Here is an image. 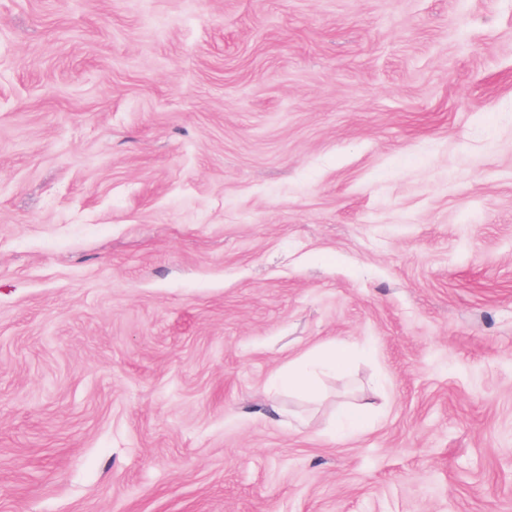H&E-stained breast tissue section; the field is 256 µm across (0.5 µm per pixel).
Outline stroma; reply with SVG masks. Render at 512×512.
Masks as SVG:
<instances>
[{
	"mask_svg": "<svg viewBox=\"0 0 512 512\" xmlns=\"http://www.w3.org/2000/svg\"><path fill=\"white\" fill-rule=\"evenodd\" d=\"M0 512H512V0H0ZM311 372L305 365L288 367V373L281 378L282 388L293 389L298 392H307L311 389ZM368 411V404H360L352 407L340 416L338 428L342 431L352 433L361 432L364 429Z\"/></svg>",
	"mask_w": 512,
	"mask_h": 512,
	"instance_id": "35a3bbf8",
	"label": "stroma"
}]
</instances>
